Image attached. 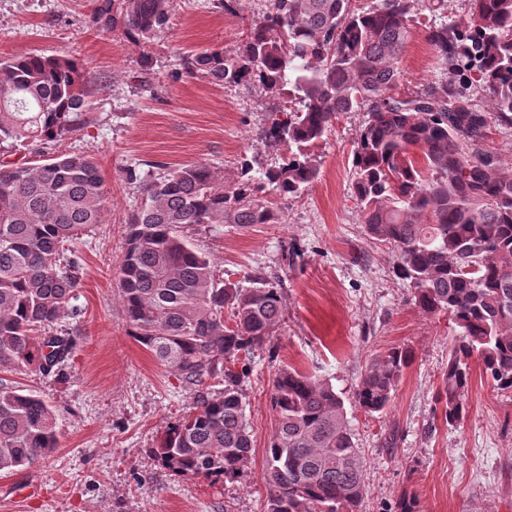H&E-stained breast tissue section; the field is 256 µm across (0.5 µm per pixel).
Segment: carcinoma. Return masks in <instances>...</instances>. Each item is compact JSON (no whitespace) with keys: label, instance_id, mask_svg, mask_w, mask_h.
<instances>
[{"label":"carcinoma","instance_id":"1","mask_svg":"<svg viewBox=\"0 0 512 512\" xmlns=\"http://www.w3.org/2000/svg\"><path fill=\"white\" fill-rule=\"evenodd\" d=\"M99 31L140 46L165 28L176 0H91ZM263 20L231 50L209 48L185 69L219 86L252 84L296 107L268 112L266 144L282 163L240 165L235 187L207 164L147 181L127 220L118 288L129 334L172 375L194 386L193 410L166 432L155 458L179 473L233 480L248 469L252 438L238 367L282 321L280 281L261 273L242 287L183 235L191 224H278L264 195L297 198L319 176L313 148L347 112L365 110L352 157L364 232L394 248V272L427 315L456 325L435 403L443 422L467 413L470 359L512 391V167L482 148L489 119L512 125V0H471L463 25L431 26L427 39L450 72L466 71L490 112L453 83L395 92L398 62L417 13L443 0H269ZM93 91L68 56L0 58V145H50L79 129ZM108 192L94 157L62 153L0 162V370L58 373L75 347L51 332L79 286L71 243L100 224ZM413 352L375 355L352 395L368 414L390 405ZM221 379L215 391L206 379ZM275 426L266 448L264 512H360L364 460L345 398L294 368L277 371ZM57 418L37 394L0 382V472L30 469L59 447Z\"/></svg>","mask_w":512,"mask_h":512}]
</instances>
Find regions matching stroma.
<instances>
[{
    "label": "stroma",
    "mask_w": 512,
    "mask_h": 512,
    "mask_svg": "<svg viewBox=\"0 0 512 512\" xmlns=\"http://www.w3.org/2000/svg\"><path fill=\"white\" fill-rule=\"evenodd\" d=\"M447 2L444 11L414 22L398 92L449 80L426 29L462 22L470 2ZM268 8L267 0H241L231 13L222 0H179L168 28L142 48L97 31L90 0H0V58L67 55L86 66L94 83L86 124L53 150L96 158L110 190L103 223L71 246L82 265L74 299L81 316L61 317L54 330L74 336L73 354L57 374L22 368L0 376L41 395L61 431L59 447L43 463L0 472V512H264L277 370L288 366L325 379L349 399L369 360L393 347L411 349L413 360L387 411L347 408L365 460L361 512H399L405 499L416 512H512V393L472 365L465 418L454 427L443 422L435 394L455 326L415 306L393 272L391 247L364 234L351 175L363 111L341 116L315 147L319 177L301 197L271 195L280 223L185 227L226 278L240 281L257 270L280 277L283 317L247 361L243 392L253 441L247 472L220 481L178 476L153 457L168 426L189 411L194 391L129 334L116 281L126 221L141 191L125 182L124 170L138 167L148 179L163 165L203 162L230 188L243 159L264 168L278 164L280 148L257 138L272 98L252 86L212 84L184 68L197 49L234 48L247 21ZM145 51L153 59L147 77L140 72ZM31 484L41 494L18 496V488Z\"/></svg>",
    "instance_id": "obj_1"
}]
</instances>
